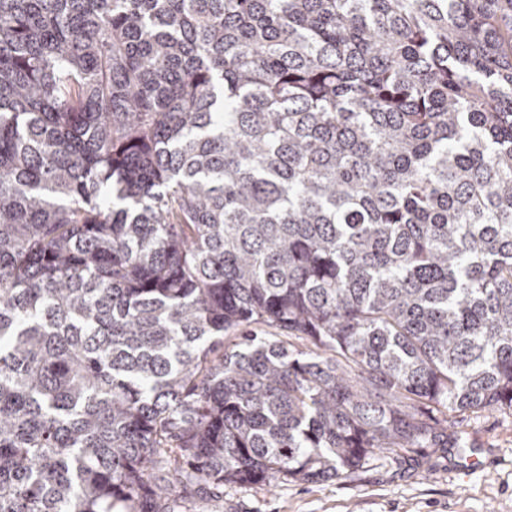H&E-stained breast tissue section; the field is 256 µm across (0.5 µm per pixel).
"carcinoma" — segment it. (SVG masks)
<instances>
[{
  "mask_svg": "<svg viewBox=\"0 0 512 512\" xmlns=\"http://www.w3.org/2000/svg\"><path fill=\"white\" fill-rule=\"evenodd\" d=\"M495 408L512 0H0V512H196Z\"/></svg>",
  "mask_w": 512,
  "mask_h": 512,
  "instance_id": "obj_1",
  "label": "carcinoma"
}]
</instances>
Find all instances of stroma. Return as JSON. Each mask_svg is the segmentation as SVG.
<instances>
[{"instance_id": "obj_1", "label": "stroma", "mask_w": 512, "mask_h": 512, "mask_svg": "<svg viewBox=\"0 0 512 512\" xmlns=\"http://www.w3.org/2000/svg\"><path fill=\"white\" fill-rule=\"evenodd\" d=\"M448 428L464 431L476 465L457 449L426 448L341 480L228 483L208 512H512V410L452 414Z\"/></svg>"}]
</instances>
